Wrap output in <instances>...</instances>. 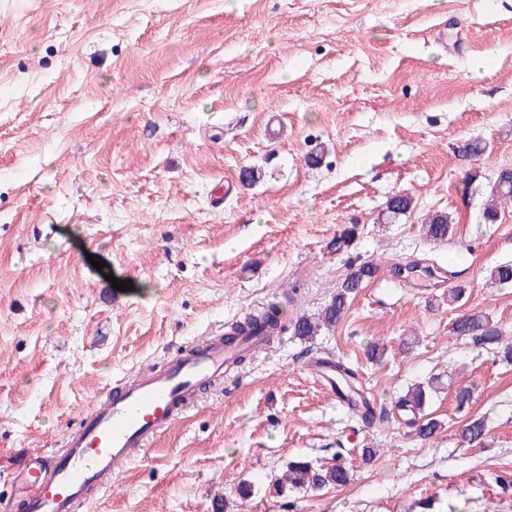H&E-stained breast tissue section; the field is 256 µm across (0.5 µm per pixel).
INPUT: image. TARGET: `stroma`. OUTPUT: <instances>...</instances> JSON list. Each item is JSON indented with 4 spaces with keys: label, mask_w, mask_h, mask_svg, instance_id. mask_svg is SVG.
<instances>
[{
    "label": "stroma",
    "mask_w": 512,
    "mask_h": 512,
    "mask_svg": "<svg viewBox=\"0 0 512 512\" xmlns=\"http://www.w3.org/2000/svg\"><path fill=\"white\" fill-rule=\"evenodd\" d=\"M477 137L485 155L459 156ZM505 165L512 0H0V500L125 377L272 304L316 313L369 261L335 328L249 351L86 512H213L218 494L224 512H512L495 480L512 473V361L452 331L483 313L512 342V288L486 284L512 263V203L482 217ZM402 189L411 213L378 223ZM436 210L455 217L443 243L421 233ZM327 356L358 365L388 426L339 401ZM433 376L442 429L422 441L393 405ZM297 458L343 460L350 480L279 486Z\"/></svg>",
    "instance_id": "1"
}]
</instances>
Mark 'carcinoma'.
<instances>
[{"instance_id":"obj_1","label":"carcinoma","mask_w":512,"mask_h":512,"mask_svg":"<svg viewBox=\"0 0 512 512\" xmlns=\"http://www.w3.org/2000/svg\"><path fill=\"white\" fill-rule=\"evenodd\" d=\"M512 201V167H501L494 174L489 183V195L483 210V219L489 224L498 220V205ZM413 205V199L404 192L390 196L381 214V221L392 224L407 215ZM453 218L448 212H434L424 219L423 232L433 242H443L448 239L452 231ZM358 225L353 224L341 231L336 237L333 247L336 251H343L351 246L355 240ZM377 266L369 263L360 264L351 268V272L341 284L340 289L330 301L315 316L303 315L293 325L289 326L283 321L284 313L280 306L273 305L259 316L246 318L243 323L234 326V330L242 333L262 332L267 336H274L288 328L301 337L316 336L323 330H329L343 319L347 311L348 300L361 288L362 283L370 279L376 272ZM489 279L501 287L512 285V264L504 263L491 269ZM454 332L459 336H466L479 345L494 346L501 344L503 336L485 314H463L453 324ZM323 364L329 366L336 375L342 392L339 393L353 413L363 425L379 427L388 421V413L383 407L377 406L365 392L360 381L358 370L341 359H325ZM433 389L432 384L418 385L399 397L396 405L401 411L407 413V424L412 428L418 438L425 441L431 439L441 429L439 422L427 417L424 413L428 391ZM484 434V422L475 419L466 424L461 431V437L467 442H476ZM350 479L348 469L338 462L327 468H315L307 461L294 460L288 465L285 481L295 489L320 490L327 485H342Z\"/></svg>"}]
</instances>
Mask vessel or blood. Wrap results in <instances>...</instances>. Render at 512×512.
<instances>
[{
  "instance_id": "vessel-or-blood-1",
  "label": "vessel or blood",
  "mask_w": 512,
  "mask_h": 512,
  "mask_svg": "<svg viewBox=\"0 0 512 512\" xmlns=\"http://www.w3.org/2000/svg\"><path fill=\"white\" fill-rule=\"evenodd\" d=\"M222 338L202 339L160 371L136 374L92 404L81 426L64 439L53 463L32 453L24 503L31 512H83L94 492L111 485L122 467L139 457L151 439L193 401L196 391L223 376L240 349Z\"/></svg>"
}]
</instances>
